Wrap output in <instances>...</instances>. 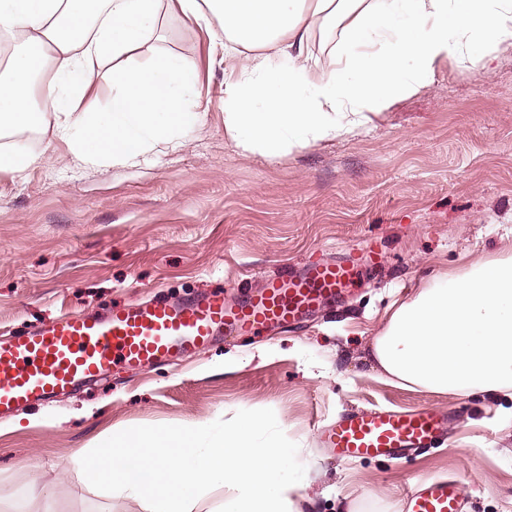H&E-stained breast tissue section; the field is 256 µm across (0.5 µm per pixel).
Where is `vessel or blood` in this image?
Instances as JSON below:
<instances>
[{
    "label": "vessel or blood",
    "instance_id": "obj_1",
    "mask_svg": "<svg viewBox=\"0 0 512 512\" xmlns=\"http://www.w3.org/2000/svg\"><path fill=\"white\" fill-rule=\"evenodd\" d=\"M364 272L358 261L314 262L267 279L263 288L229 303L211 294L191 301L156 300L116 306L106 317L60 315L26 335L0 343V417L106 375L112 366L172 364L208 350L220 337L299 325L343 298ZM447 413L422 408L352 411L325 426L320 437L341 459L394 458L437 444ZM458 480H425L405 498V512H465Z\"/></svg>",
    "mask_w": 512,
    "mask_h": 512
}]
</instances>
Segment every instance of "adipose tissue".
<instances>
[{"instance_id": "adipose-tissue-1", "label": "adipose tissue", "mask_w": 512, "mask_h": 512, "mask_svg": "<svg viewBox=\"0 0 512 512\" xmlns=\"http://www.w3.org/2000/svg\"><path fill=\"white\" fill-rule=\"evenodd\" d=\"M194 22H218L240 62L224 88V132L237 147L278 157L346 138L396 101L427 88L448 60L512 46V0H170ZM159 0H0V33L17 46L0 73V135L55 128L82 161L120 163L194 128L191 71L169 54L136 62L159 22ZM331 21L334 67L312 60V30ZM288 58L273 65L270 50ZM54 62L56 93L32 109L34 77ZM109 63L106 111L82 103L92 65ZM398 381L434 393L512 390V255L445 273L400 303L372 342Z\"/></svg>"}]
</instances>
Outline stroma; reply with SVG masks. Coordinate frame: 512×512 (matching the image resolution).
<instances>
[{"label": "stroma", "mask_w": 512, "mask_h": 512, "mask_svg": "<svg viewBox=\"0 0 512 512\" xmlns=\"http://www.w3.org/2000/svg\"><path fill=\"white\" fill-rule=\"evenodd\" d=\"M150 51L195 70L202 119L121 164L83 163L51 128L0 145L42 156L0 172V341L64 313L190 300L236 302L264 278L376 249L382 261L303 327L218 341L179 365L114 368L49 405L0 419V500L46 490L47 512H144L64 470L98 438L274 411L297 443L314 512H403L417 481L457 475L467 512H512V391L437 395L386 381L371 355L394 302L441 272L512 253V46L374 117L360 135L275 160L224 134L225 56L214 29L165 12ZM453 413L444 443L341 462L317 430L351 409Z\"/></svg>", "instance_id": "obj_1"}]
</instances>
